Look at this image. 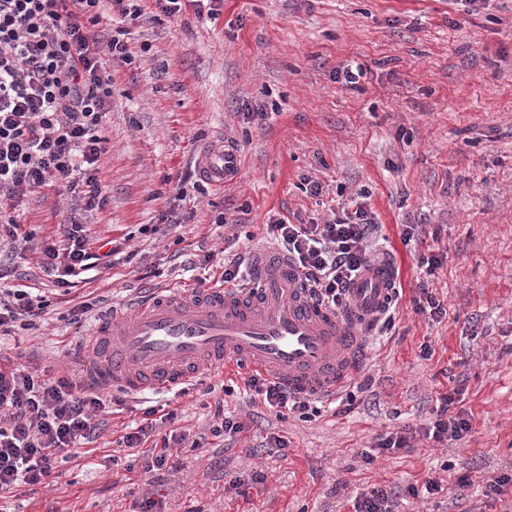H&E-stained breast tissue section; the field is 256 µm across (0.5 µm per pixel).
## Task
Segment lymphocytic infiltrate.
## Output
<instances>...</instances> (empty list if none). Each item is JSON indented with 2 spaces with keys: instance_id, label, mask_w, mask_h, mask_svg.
I'll list each match as a JSON object with an SVG mask.
<instances>
[{
  "instance_id": "f902f5d3",
  "label": "lymphocytic infiltrate",
  "mask_w": 512,
  "mask_h": 512,
  "mask_svg": "<svg viewBox=\"0 0 512 512\" xmlns=\"http://www.w3.org/2000/svg\"><path fill=\"white\" fill-rule=\"evenodd\" d=\"M107 0H0V242L19 239L12 207L26 195L46 187L71 188L76 171H83L87 208L99 204L95 165L106 152L103 120L112 107V76L100 55L131 63L126 41L112 37L100 44L85 33L98 23ZM119 15L136 20L157 11L177 19L186 9L195 15L218 16L223 0H108ZM376 214L364 202L334 214L322 224H294L270 216L264 226L274 241L311 284L312 296L338 309L346 305L347 289L366 265L376 260L372 238ZM40 265L57 286L67 288L85 280L95 267H111V251L94 250L86 225L70 222L62 244L46 243ZM0 269V334L19 321L38 316L47 302L25 288L6 285ZM38 353L29 351L25 366L0 365V493L35 486L55 474L60 462L73 457L75 445L93 442L105 425L113 400L101 387L83 384L80 372L47 376L37 368ZM253 397L277 411L308 417L312 399L288 391L281 382L253 372L245 379ZM460 388L439 398L432 425L379 437L366 461L375 454L408 448L421 435L439 444L461 440L469 419L454 412ZM177 409L159 420L144 418L119 437L126 448L146 444L157 423L169 425L161 444L151 447L145 473L175 471L179 462L172 443L186 440L178 431Z\"/></svg>"
}]
</instances>
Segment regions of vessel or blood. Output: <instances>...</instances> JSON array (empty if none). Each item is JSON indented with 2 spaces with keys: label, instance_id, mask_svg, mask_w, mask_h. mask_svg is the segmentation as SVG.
Here are the masks:
<instances>
[{
  "label": "vessel or blood",
  "instance_id": "obj_1",
  "mask_svg": "<svg viewBox=\"0 0 512 512\" xmlns=\"http://www.w3.org/2000/svg\"><path fill=\"white\" fill-rule=\"evenodd\" d=\"M212 186L237 181L240 155L214 142L199 160ZM252 304L234 289L197 293L168 289L113 308L84 343L91 380L135 393L169 391L189 382L201 364L244 366L281 379L301 395L333 398L357 372V349L388 312L394 269L373 263L348 290V304L329 310L311 299L309 285L281 251H255Z\"/></svg>",
  "mask_w": 512,
  "mask_h": 512
}]
</instances>
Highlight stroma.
I'll use <instances>...</instances> for the list:
<instances>
[{"mask_svg":"<svg viewBox=\"0 0 512 512\" xmlns=\"http://www.w3.org/2000/svg\"><path fill=\"white\" fill-rule=\"evenodd\" d=\"M121 27L133 61L106 64L112 110L102 128L109 150L96 164L100 205L89 210L82 192L45 188L25 197L17 220L19 235L38 243L75 218L92 238L127 241L130 255L77 287L100 296L77 325L35 253L7 257L10 285L39 289L50 304L30 329L13 328L0 354L18 340L44 364L71 369L87 329L112 307L220 277L224 248L263 247L269 216L321 224L360 199L379 218L375 240L402 295L393 327L366 344L348 413L333 398L316 416L281 419L249 404L233 379L224 410L244 432L173 448L180 469L151 486L142 454L117 440L169 395L129 393L88 453L42 484L0 494V512H141L148 496L162 499V512H351L354 497L375 486L398 490L393 512H512V492L485 488L488 477L512 476V0L475 10L465 0H224L214 18L108 12L89 32L104 42ZM356 67V84H347L341 72ZM261 110L268 119H255ZM219 137L241 161L239 179L221 190L196 165ZM310 180L319 195L307 191ZM174 204L191 221L165 226ZM405 224L417 225V240L402 241ZM432 251L446 259L429 277L419 259ZM423 280L447 310L440 322L412 310ZM196 378L177 403L194 438L215 412L209 370ZM456 385L471 424L463 439L441 447L420 437L411 450L364 462L378 436L434 420L439 396ZM273 432L287 448L267 447ZM256 472L266 480L245 497L225 479ZM463 476L469 486H459ZM430 477L441 483L432 496L421 491Z\"/></svg>","mask_w":512,"mask_h":512,"instance_id":"obj_1","label":"stroma"}]
</instances>
